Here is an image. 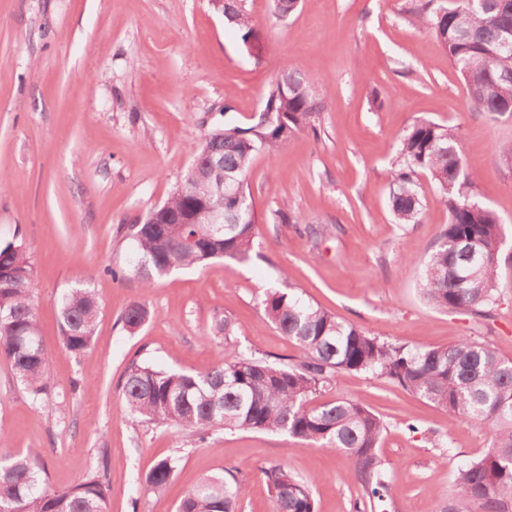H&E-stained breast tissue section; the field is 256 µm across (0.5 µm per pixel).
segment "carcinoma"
Returning a JSON list of instances; mask_svg holds the SVG:
<instances>
[{
  "instance_id": "cac0c4a2",
  "label": "carcinoma",
  "mask_w": 512,
  "mask_h": 512,
  "mask_svg": "<svg viewBox=\"0 0 512 512\" xmlns=\"http://www.w3.org/2000/svg\"><path fill=\"white\" fill-rule=\"evenodd\" d=\"M272 15L284 19L298 0H270ZM411 20L428 29L462 77L472 107L492 116L512 114V78L502 44H512V0H427L410 10ZM224 19L239 38L252 37L253 20L245 0H224ZM324 98L309 76L285 63L271 81L258 119L248 125L232 121L209 133L195 149L194 161L210 184L234 180L246 185L253 157L276 151L288 138L317 133ZM431 176L438 201L448 210V224L429 256L421 278L424 299L442 311L486 315L496 301V270L504 243L497 213L468 195L480 167L466 160L457 128L418 118L407 128L391 167L389 203L399 224H417L423 202L417 177ZM172 215L209 208L224 212L231 223L224 234L210 224H146L127 227L134 258L110 269L115 280L135 277L149 291L154 280L175 269L202 268L211 258V239H224V258L251 260L258 219L253 206L218 193L202 197L192 186L174 190L163 203ZM13 272L0 287V357L32 400L49 393L50 352L44 345L32 306L33 266L25 247H0V275ZM265 317L303 352L294 364H274L231 351L224 363L203 372H182L133 363L121 383L128 415L135 421L175 426L202 440L214 428L286 434L306 446L346 456L358 485L361 512L393 508L387 472L379 448L387 424L371 408L352 400L312 403L343 373L385 379L408 390L448 415L451 422L486 425L491 446L476 460L460 465L454 489L440 512H512V359L487 342L463 337L447 347L409 346L385 340L341 321L319 305L301 300L293 289L270 288L262 301ZM99 308L89 288H73L60 300V340L74 356L86 353L95 333L87 317ZM153 318L143 302L123 313L128 328ZM211 333L232 346L234 323L215 317ZM178 459L157 462L144 485L160 493L175 474ZM43 451L0 456V512H108L105 475L96 472L62 489L44 485ZM275 512H315L316 479H301L281 465L261 468ZM245 489L233 470L200 479L176 512H235Z\"/></svg>"
}]
</instances>
